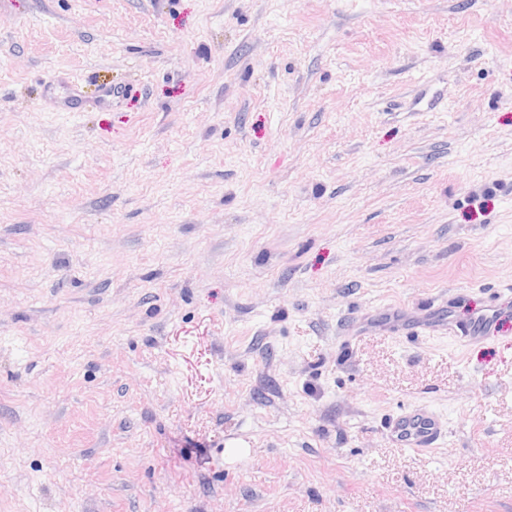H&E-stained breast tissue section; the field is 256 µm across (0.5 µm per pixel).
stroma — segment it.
<instances>
[{"label":"stroma","mask_w":512,"mask_h":512,"mask_svg":"<svg viewBox=\"0 0 512 512\" xmlns=\"http://www.w3.org/2000/svg\"><path fill=\"white\" fill-rule=\"evenodd\" d=\"M510 281L512 0H0V512H512ZM512 301V294L509 293L507 296L502 295L500 292L493 303L489 306L485 313L477 316L473 319L470 325L466 326L461 330L460 333H456V338L463 343L482 339L485 336H491L495 332L496 318L500 312L506 308ZM386 429L398 448L423 454L433 452L444 444L448 421L427 404H413L403 407L396 416L391 417Z\"/></svg>","instance_id":"stroma-1"}]
</instances>
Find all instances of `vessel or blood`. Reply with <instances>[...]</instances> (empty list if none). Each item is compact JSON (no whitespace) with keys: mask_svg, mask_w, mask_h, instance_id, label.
I'll return each mask as SVG.
<instances>
[{"mask_svg":"<svg viewBox=\"0 0 512 512\" xmlns=\"http://www.w3.org/2000/svg\"><path fill=\"white\" fill-rule=\"evenodd\" d=\"M511 296H497L485 313L473 319L470 325L458 333L460 342L484 338L495 331L496 318L508 305ZM393 442L400 448L415 454L430 453L440 448L448 433V421L443 414L426 404H413L402 408L387 423Z\"/></svg>","mask_w":512,"mask_h":512,"instance_id":"obj_1","label":"vessel or blood"}]
</instances>
